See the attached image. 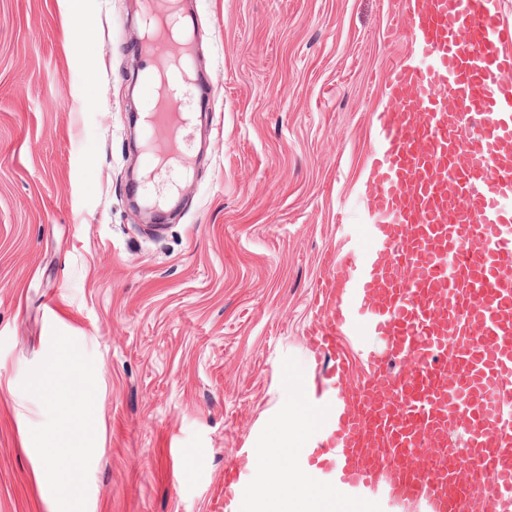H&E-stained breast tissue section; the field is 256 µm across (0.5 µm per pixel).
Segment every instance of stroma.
I'll use <instances>...</instances> for the list:
<instances>
[{
  "mask_svg": "<svg viewBox=\"0 0 512 512\" xmlns=\"http://www.w3.org/2000/svg\"><path fill=\"white\" fill-rule=\"evenodd\" d=\"M203 30L194 175L132 188L128 114L139 25L129 0H0V512H58L38 478L59 408L33 393L65 349L92 388L84 512H224V469L275 427L281 374L310 345L315 286L368 185L366 133L407 49L402 0H190ZM77 36L82 53L69 48ZM180 182L149 235L129 205ZM56 313L48 315L47 302Z\"/></svg>",
  "mask_w": 512,
  "mask_h": 512,
  "instance_id": "1",
  "label": "stroma"
}]
</instances>
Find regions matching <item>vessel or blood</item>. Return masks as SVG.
<instances>
[{"mask_svg":"<svg viewBox=\"0 0 512 512\" xmlns=\"http://www.w3.org/2000/svg\"><path fill=\"white\" fill-rule=\"evenodd\" d=\"M174 0H141L144 21ZM414 52L395 65L372 131L365 220L319 281L310 341L329 355L335 390L316 384L306 404L327 417L326 445L310 457L344 494L379 492L391 506L512 512V24L494 0H405L399 16ZM143 169L188 171L190 120L151 74ZM383 339L381 348L368 344ZM365 368L347 376L346 345ZM467 437L474 481L447 457L414 464L426 448ZM244 450L224 471V497L246 494Z\"/></svg>","mask_w":512,"mask_h":512,"instance_id":"1","label":"vessel or blood"}]
</instances>
